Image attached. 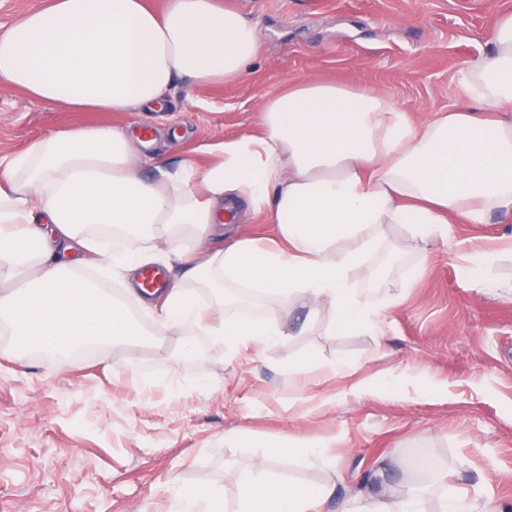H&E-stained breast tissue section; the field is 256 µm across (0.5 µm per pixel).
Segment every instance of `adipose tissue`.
Masks as SVG:
<instances>
[{
  "label": "adipose tissue",
  "mask_w": 512,
  "mask_h": 512,
  "mask_svg": "<svg viewBox=\"0 0 512 512\" xmlns=\"http://www.w3.org/2000/svg\"><path fill=\"white\" fill-rule=\"evenodd\" d=\"M491 42L466 74L468 101L419 124L382 92L298 79L267 99L259 134L213 146L205 163L157 164L143 177L146 158L115 126L54 132L0 157V327L56 352L171 333L233 345L283 335L262 318L225 320L229 288L310 307L327 299L334 327L374 325L351 276L382 275L371 257L385 225L430 242L457 220L512 212V13L498 15ZM258 44L256 26L220 0H167L160 11L147 0H48L0 29V84L38 105L158 112L176 79L234 80ZM240 203L266 215L279 246L213 245L225 206ZM161 242L194 287L139 290ZM77 252L126 293L79 276ZM135 300L160 303L156 327L131 313ZM328 495L251 479L239 512H306Z\"/></svg>",
  "instance_id": "ef3b65f1"
}]
</instances>
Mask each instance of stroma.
I'll return each mask as SVG.
<instances>
[{"label":"stroma","instance_id":"obj_1","mask_svg":"<svg viewBox=\"0 0 512 512\" xmlns=\"http://www.w3.org/2000/svg\"><path fill=\"white\" fill-rule=\"evenodd\" d=\"M224 2L259 31L236 80H178L162 111L140 116L37 105L0 87V153L58 130L148 126L147 155L175 166L257 133L265 100L300 78L378 90L421 122L464 100L470 64L512 11V0ZM395 245L403 252L384 279L352 278L381 312L380 336L332 331L333 303L283 297L266 318L287 334L269 344L172 333L51 357L0 342V512H172L177 488L238 512L241 482L263 475L334 487L312 512L409 492L424 512L456 494L512 512V218L449 225L427 247L386 226L380 251ZM483 252L494 255L490 290L460 275L464 257ZM311 359L317 369L305 371ZM339 361L341 378L329 372ZM297 448L313 454L297 462ZM422 460L435 463L432 479L418 480Z\"/></svg>","mask_w":512,"mask_h":512}]
</instances>
